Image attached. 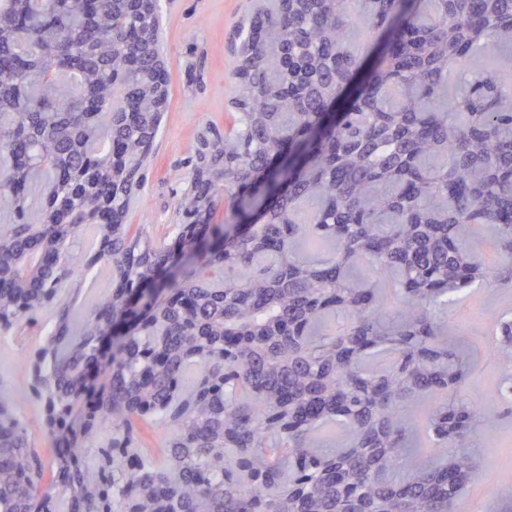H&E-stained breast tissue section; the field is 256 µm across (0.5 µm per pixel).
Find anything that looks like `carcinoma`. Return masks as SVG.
Returning <instances> with one entry per match:
<instances>
[{
	"label": "carcinoma",
	"mask_w": 512,
	"mask_h": 512,
	"mask_svg": "<svg viewBox=\"0 0 512 512\" xmlns=\"http://www.w3.org/2000/svg\"><path fill=\"white\" fill-rule=\"evenodd\" d=\"M161 12L0 0V208L17 218L0 229V333L58 307L28 354L56 451L32 448L0 391V512H464L493 407L465 401L472 366L439 335L471 289L512 280V85L469 67L512 50V0L258 9L238 32L233 120L201 134L167 242L123 223L160 131ZM202 219L212 249L167 275ZM463 224L490 227L492 261L463 246ZM301 242L336 257L302 258ZM100 262L112 289L80 315L58 306ZM359 262L376 281L356 288ZM495 345L512 356V317ZM424 397L438 455L410 469L398 410ZM492 397L512 410L511 374ZM144 422L173 427L161 464ZM333 424L347 447H315Z\"/></svg>",
	"instance_id": "cac0c4a2"
}]
</instances>
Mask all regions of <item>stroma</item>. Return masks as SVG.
<instances>
[{"label": "stroma", "instance_id": "1", "mask_svg": "<svg viewBox=\"0 0 512 512\" xmlns=\"http://www.w3.org/2000/svg\"><path fill=\"white\" fill-rule=\"evenodd\" d=\"M256 0H165L162 49L169 72V101L149 162L145 185L126 215L152 236H166L178 221L176 193L188 183L187 159L204 128L223 130L232 116L235 93L231 74L239 56L233 48L235 28ZM465 316L449 317L444 341L465 346L473 368L466 387L468 402L483 405L506 368L496 357L492 338L499 314L512 312V284L474 291ZM35 335L17 332L0 339V388L19 402L36 447L52 454L42 426V408L30 391L28 353ZM478 475L465 490L472 512H512V416L492 418L477 436Z\"/></svg>", "mask_w": 512, "mask_h": 512}]
</instances>
